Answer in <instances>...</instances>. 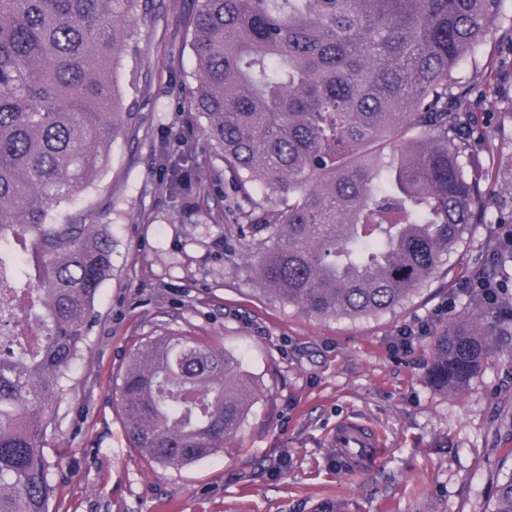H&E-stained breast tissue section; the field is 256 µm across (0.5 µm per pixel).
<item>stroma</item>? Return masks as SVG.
Segmentation results:
<instances>
[{"instance_id":"obj_1","label":"stroma","mask_w":512,"mask_h":512,"mask_svg":"<svg viewBox=\"0 0 512 512\" xmlns=\"http://www.w3.org/2000/svg\"><path fill=\"white\" fill-rule=\"evenodd\" d=\"M154 19L132 14L139 52L124 55L116 84L131 107L132 135L108 148L90 187L54 212L84 211L112 235V271L96 318L65 377L44 442L55 487L52 512H489L512 472V262L498 269L501 304L465 293L512 228V115L488 112L498 145L487 223L450 259L449 275L377 318L318 320L265 293L230 260L244 241L221 202L224 163L189 110L197 64L194 0H155ZM192 153L205 194L170 193L159 146ZM487 314L494 338L462 392L430 375L431 342L461 314ZM186 332L241 352L260 394L235 441L179 470L131 448L114 399L121 367L142 338ZM371 426L385 448L351 468L329 439L339 420Z\"/></svg>"}]
</instances>
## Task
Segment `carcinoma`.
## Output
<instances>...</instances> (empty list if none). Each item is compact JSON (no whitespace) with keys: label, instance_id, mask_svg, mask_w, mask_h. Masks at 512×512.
Wrapping results in <instances>:
<instances>
[{"label":"carcinoma","instance_id":"carcinoma-1","mask_svg":"<svg viewBox=\"0 0 512 512\" xmlns=\"http://www.w3.org/2000/svg\"><path fill=\"white\" fill-rule=\"evenodd\" d=\"M504 0H197L194 111L224 160L240 260L280 301L317 318L377 317L413 299L483 223L496 171L472 143L497 105L477 59ZM154 0H0V322L43 328L0 344V512H51L42 443L81 353L112 241L82 214L50 222L129 131L106 73L137 52L127 19ZM184 196L200 181L177 173ZM262 191V201L254 198ZM491 339L481 318L445 325L432 377L454 392ZM258 387L239 355L196 336H147L115 398L130 445L169 469L224 452ZM491 512H512V473Z\"/></svg>","mask_w":512,"mask_h":512}]
</instances>
